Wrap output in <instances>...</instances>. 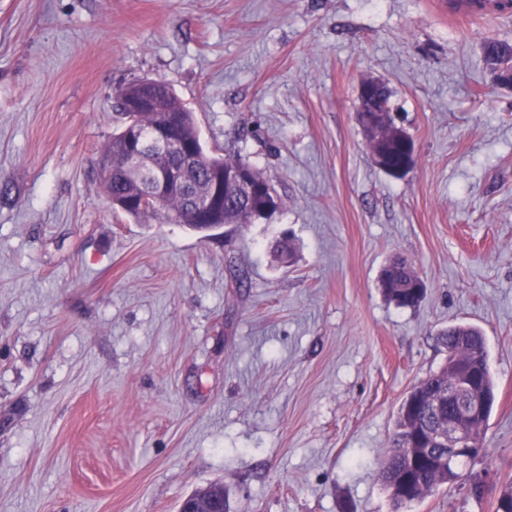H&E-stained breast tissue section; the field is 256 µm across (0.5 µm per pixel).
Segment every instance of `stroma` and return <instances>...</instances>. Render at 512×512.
<instances>
[{"label": "stroma", "instance_id": "1", "mask_svg": "<svg viewBox=\"0 0 512 512\" xmlns=\"http://www.w3.org/2000/svg\"><path fill=\"white\" fill-rule=\"evenodd\" d=\"M512 18L443 0H0V512H391L398 408L479 327L496 399L482 456L410 512H492L512 481V90L484 46ZM414 139L376 167L362 79ZM154 78L210 152L281 202L210 234L114 211L118 89ZM295 255L281 264L275 243ZM407 258L418 307L387 301ZM377 87H380L377 97L374 100L364 102L368 95ZM388 101H391L390 91L385 84L380 82V80L367 79L361 83L358 97V109L363 102V106L367 110L381 109L383 104ZM380 288L389 302L399 307L414 308L424 296H418V288H425V284L407 258L398 257L384 268Z\"/></svg>", "mask_w": 512, "mask_h": 512}]
</instances>
